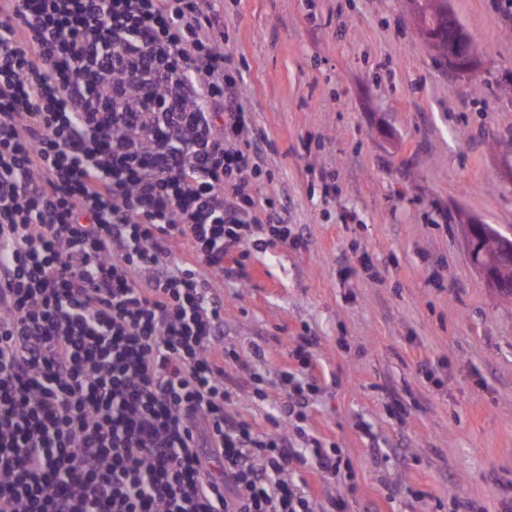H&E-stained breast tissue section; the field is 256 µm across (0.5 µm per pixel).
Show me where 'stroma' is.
Instances as JSON below:
<instances>
[{"label": "stroma", "instance_id": "stroma-1", "mask_svg": "<svg viewBox=\"0 0 512 512\" xmlns=\"http://www.w3.org/2000/svg\"><path fill=\"white\" fill-rule=\"evenodd\" d=\"M477 41L481 91L423 47L403 0H217L237 98L261 140L258 201L291 241L210 275L224 298L232 415L284 403L313 340L302 426L339 476L292 463L319 512H512V304L469 263L462 227L512 232V0H449ZM263 358H256V350ZM431 378H423L420 366ZM314 446L309 449L311 465L314 469L331 475L341 473L342 457L340 451L330 445L329 448L322 447L317 438H313Z\"/></svg>", "mask_w": 512, "mask_h": 512}]
</instances>
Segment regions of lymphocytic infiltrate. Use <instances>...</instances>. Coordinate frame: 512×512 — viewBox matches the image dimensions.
Here are the masks:
<instances>
[{
    "label": "lymphocytic infiltrate",
    "mask_w": 512,
    "mask_h": 512,
    "mask_svg": "<svg viewBox=\"0 0 512 512\" xmlns=\"http://www.w3.org/2000/svg\"><path fill=\"white\" fill-rule=\"evenodd\" d=\"M211 2L0 0V512H316L304 348L268 431L214 354L261 148Z\"/></svg>",
    "instance_id": "f902f5d3"
}]
</instances>
